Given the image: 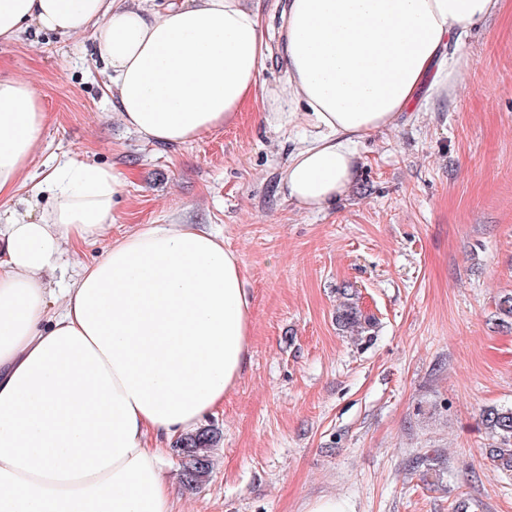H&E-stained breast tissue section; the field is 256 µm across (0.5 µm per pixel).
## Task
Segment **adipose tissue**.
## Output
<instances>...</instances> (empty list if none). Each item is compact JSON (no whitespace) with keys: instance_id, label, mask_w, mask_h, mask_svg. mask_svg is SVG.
I'll list each match as a JSON object with an SVG mask.
<instances>
[{"instance_id":"adipose-tissue-1","label":"adipose tissue","mask_w":512,"mask_h":512,"mask_svg":"<svg viewBox=\"0 0 512 512\" xmlns=\"http://www.w3.org/2000/svg\"><path fill=\"white\" fill-rule=\"evenodd\" d=\"M500 0H286L270 43L250 0H0V39L89 36L112 106L141 139L184 145L234 122L281 56L264 122L303 129L285 197L322 211L354 183L358 145L463 83L470 27ZM45 116L0 78V199L16 194ZM120 173L67 160L52 209L0 224V512H174L162 444L223 407L249 359L251 296L224 239L152 224L65 288L67 248L112 229ZM265 84L263 94H270L280 86L286 78V71L283 62L278 56L267 62V70L265 71Z\"/></svg>"}]
</instances>
